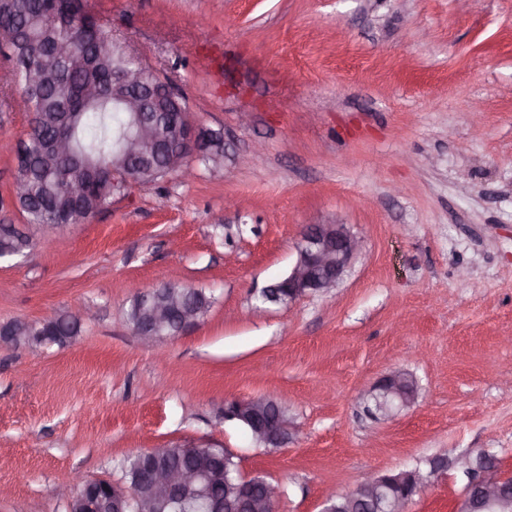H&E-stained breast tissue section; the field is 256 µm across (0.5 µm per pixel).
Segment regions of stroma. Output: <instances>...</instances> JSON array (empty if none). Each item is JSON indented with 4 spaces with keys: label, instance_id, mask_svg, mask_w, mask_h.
I'll use <instances>...</instances> for the list:
<instances>
[{
    "label": "stroma",
    "instance_id": "35a3bbf8",
    "mask_svg": "<svg viewBox=\"0 0 512 512\" xmlns=\"http://www.w3.org/2000/svg\"><path fill=\"white\" fill-rule=\"evenodd\" d=\"M88 5L228 151L221 169L195 162L193 179L132 186L47 230L16 207L0 143V222L31 241L0 259V326L96 311L65 346L0 348V512H69L58 487L122 483L121 460L156 448L226 449L241 478L279 486L276 512L482 449L512 475V0ZM7 53L0 122L19 139L30 115ZM336 222L364 242L337 288L260 303L303 226ZM169 282L212 305L141 345L126 314ZM395 370L411 404L369 417ZM268 394L297 428L283 448L224 418L225 402ZM467 482L448 467L408 512H456Z\"/></svg>",
    "mask_w": 512,
    "mask_h": 512
}]
</instances>
